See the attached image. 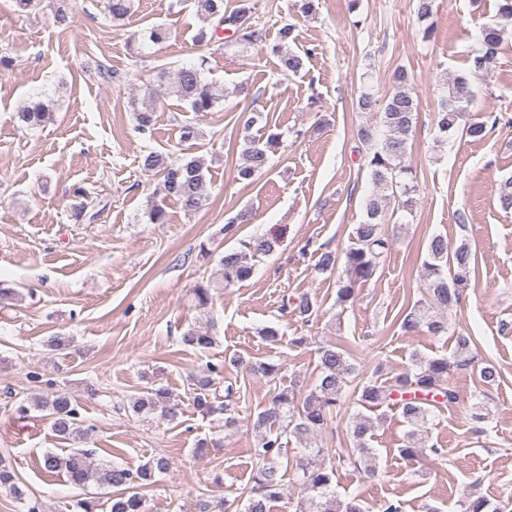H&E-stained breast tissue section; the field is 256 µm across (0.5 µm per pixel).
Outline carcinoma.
<instances>
[{"mask_svg":"<svg viewBox=\"0 0 512 512\" xmlns=\"http://www.w3.org/2000/svg\"><path fill=\"white\" fill-rule=\"evenodd\" d=\"M197 15L214 23L210 31L200 30L198 43H209L218 31L229 33L234 43L243 45L266 44V29L255 20L254 7L245 4L231 11L224 8V0H189ZM111 19L124 20L133 13V0H106ZM293 27L285 24L279 28L277 38L270 44V51L277 60L279 71L284 75L295 74L303 67L301 55L288 48ZM501 41V29L487 26L481 31L478 48L471 57L470 76H456L446 82L441 110L437 113L435 128L440 141L461 132L473 139L481 140L487 133V121L470 119L463 121L466 108L473 98L470 77L486 69ZM206 58L177 68L172 77L170 94L184 103L188 111L197 115L216 109L224 94L203 77ZM400 88L390 97L379 100L370 93L358 98V107L363 112H375L380 116V127L384 129L382 140H377L378 130L369 124L357 131L359 140L369 145L363 156L374 191L365 200V217L354 229V241L344 252V277L339 280L338 303L343 305L355 296L356 288L370 280L376 273L381 259L392 249L393 242L382 231L386 210L391 201L397 209L412 212L414 207L413 173L404 163L409 134L414 126L418 102L406 89L408 75L401 71L397 76ZM133 111L140 129L150 126L155 108L138 106L132 102ZM52 101H35L24 104L14 112V120L24 128L45 125L52 116ZM179 143L195 145L202 138V131L194 121L179 125ZM283 133L265 132L244 139V165L237 175L242 181L251 180L267 168L270 155L280 145ZM139 166L162 178L165 197L175 200L187 214H194L211 199L210 182L205 174L203 159L193 156L171 158L155 151L140 155ZM274 249V241L257 237L242 244L240 248L224 251L220 259L221 280H202L195 285L194 296L198 305L205 306L212 300V292L224 286L248 280L254 270L253 260L267 255ZM339 256L324 247L316 268L323 272L335 270ZM428 280L425 298L407 311L400 329L407 336L424 330L438 335L448 332V322L440 312L458 305L474 272L473 257L465 244L455 249L448 247V238L436 234L426 245L424 261ZM292 311L306 321L317 314L319 305L310 293L303 292L291 298ZM183 344L206 349L214 339L206 332L190 328L181 337ZM472 337L462 332L456 334L451 355L435 357L412 355V365L381 381L377 373L362 376L358 367L350 361L349 354L336 344H324L318 348V377L314 387L303 397H296L294 389L274 388L269 406L256 415L253 429L257 441L251 454L256 459L250 496L241 512H271V502L281 498L283 477L290 464L291 443L300 445L299 457L294 469L295 483L304 497L298 501L295 512H367L356 497L340 499L336 495L334 481L336 467L325 462L328 449L315 442L318 432L325 429L341 412L346 398L356 397V404L367 410L397 408L409 426L405 443L399 454L413 460L428 450L439 454V448L429 443V422L436 412L458 402V393L452 383L457 370H479L480 381L486 386L497 384L501 378L499 369L490 363L480 364L477 352L472 348ZM234 367H244L270 382L279 379L281 363L272 359L252 362L242 358L230 360ZM218 368L211 366L208 373L190 379L189 405L201 416L218 412L226 414L224 427L229 429L236 420L231 413L230 400L235 395L233 384L224 386V401H218L220 379L214 377ZM36 407L48 411L51 430L63 440H84L90 428L84 425L80 413L69 396L55 393L36 403ZM136 414H158L167 421L176 420L182 410L181 400L166 388H154L130 401ZM375 425L365 415L357 414L350 421L349 434L353 451L349 462L354 468L371 478L375 475V453L371 446ZM42 469L53 476L63 474L68 481L80 488L91 486L108 487L112 496L107 504L94 497L78 498L71 504L69 512H147L142 489L156 483V476L167 469V461L154 458L132 470L117 464L107 465L94 460V450L72 448L65 455L46 452L42 457ZM462 512H500L484 496L470 495L462 504Z\"/></svg>","mask_w":512,"mask_h":512,"instance_id":"obj_1","label":"carcinoma"}]
</instances>
